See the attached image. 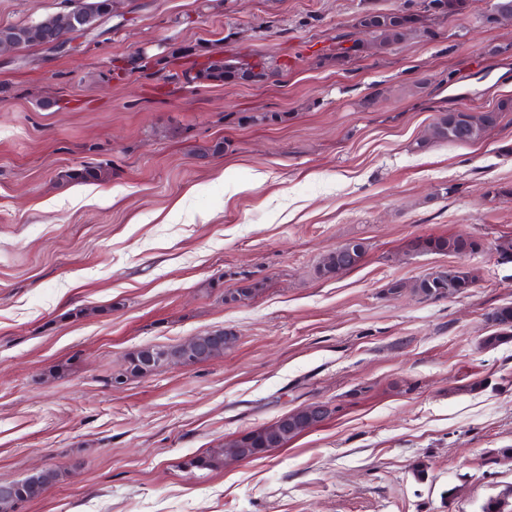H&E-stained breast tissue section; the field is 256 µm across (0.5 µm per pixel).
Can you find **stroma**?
<instances>
[{
    "instance_id": "stroma-1",
    "label": "stroma",
    "mask_w": 512,
    "mask_h": 512,
    "mask_svg": "<svg viewBox=\"0 0 512 512\" xmlns=\"http://www.w3.org/2000/svg\"><path fill=\"white\" fill-rule=\"evenodd\" d=\"M404 2L118 0L75 54L0 56V483L61 473L21 512H481L512 489L485 461L512 448V342L481 346L512 303L493 249L512 239V112L476 143H421L438 113L512 98V20L471 0L339 59L362 11ZM62 5L0 0V26ZM215 43L274 78L187 82ZM87 163L107 179L59 182ZM429 235L490 243L467 294L412 293L460 262L411 252ZM352 240L362 265L319 278ZM218 330L223 355L123 375L138 348ZM314 402L330 416L285 447L185 465Z\"/></svg>"
}]
</instances>
